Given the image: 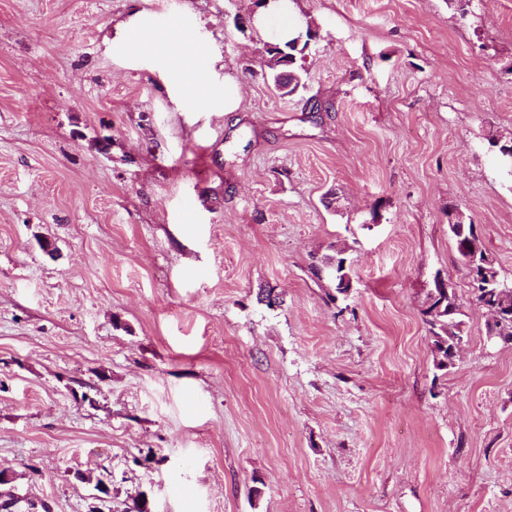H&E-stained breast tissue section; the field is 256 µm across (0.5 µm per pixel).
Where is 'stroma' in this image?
Returning <instances> with one entry per match:
<instances>
[{
  "label": "stroma",
  "instance_id": "obj_1",
  "mask_svg": "<svg viewBox=\"0 0 512 512\" xmlns=\"http://www.w3.org/2000/svg\"><path fill=\"white\" fill-rule=\"evenodd\" d=\"M294 3L317 38L282 97L251 0H0L14 512H512V345L449 232L471 216L512 283V0ZM175 22L235 111L119 43ZM340 247L345 297L311 270ZM454 292L447 280L442 277H437L435 281V292L433 299H427L425 310L428 311L427 317L436 318L438 315L443 314V306L445 302L451 299ZM424 322L428 326V331L432 332L436 337H438V341H440L442 344H438V352H439V360L438 358L433 357L434 366L437 370L443 371L448 370V365L444 363V359H447L451 361L452 363H455L456 357L458 356L459 350L461 348V344L463 339L460 341L455 339L452 346L448 349V339H451L453 336H457V332L452 330V333L450 336H448V317H442L440 318V323L435 324L434 322L428 320L424 317ZM447 344V347L444 348V345ZM439 361V364L437 362ZM445 367V368H443Z\"/></svg>",
  "mask_w": 512,
  "mask_h": 512
}]
</instances>
